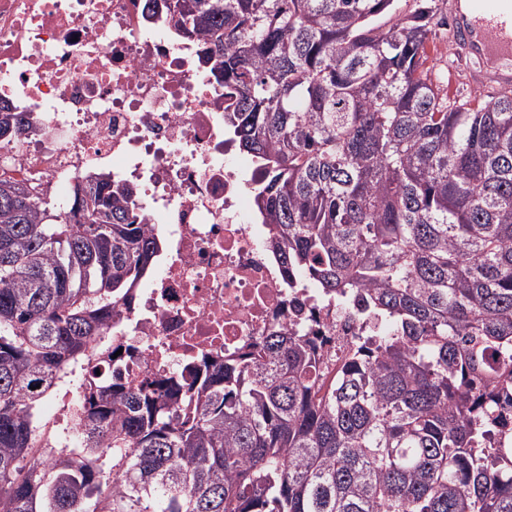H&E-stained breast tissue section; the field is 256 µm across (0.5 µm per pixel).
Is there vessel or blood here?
Instances as JSON below:
<instances>
[{
	"label": "vessel or blood",
	"mask_w": 512,
	"mask_h": 512,
	"mask_svg": "<svg viewBox=\"0 0 512 512\" xmlns=\"http://www.w3.org/2000/svg\"><path fill=\"white\" fill-rule=\"evenodd\" d=\"M460 59L482 63L472 83L486 95L512 86V0H448Z\"/></svg>",
	"instance_id": "obj_1"
}]
</instances>
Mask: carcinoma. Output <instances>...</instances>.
Instances as JSON below:
<instances>
[{"instance_id":"cac0c4a2","label":"carcinoma","mask_w":512,"mask_h":512,"mask_svg":"<svg viewBox=\"0 0 512 512\" xmlns=\"http://www.w3.org/2000/svg\"><path fill=\"white\" fill-rule=\"evenodd\" d=\"M396 2L173 5L235 97L271 250L384 328L330 380L290 329L180 382L107 371L84 384L80 446L44 463L36 407L158 244L107 176L68 222L0 179V512H512V90L441 97L423 58L447 21ZM29 124L0 112V137Z\"/></svg>"}]
</instances>
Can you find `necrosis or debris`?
Wrapping results in <instances>:
<instances>
[{"label": "necrosis or debris", "instance_id": "4bbe7bcc", "mask_svg": "<svg viewBox=\"0 0 512 512\" xmlns=\"http://www.w3.org/2000/svg\"><path fill=\"white\" fill-rule=\"evenodd\" d=\"M200 37L180 35L164 0H0V108L32 127L5 146L0 177L67 213L77 183L101 171L136 191L160 237L154 274L130 291L81 364L102 351L123 383L181 379L238 359L277 329L318 337L334 376L371 328L333 295L288 274L252 220L255 161L224 122L234 101L202 72ZM83 385L69 382L44 458L76 445Z\"/></svg>", "mask_w": 512, "mask_h": 512}]
</instances>
